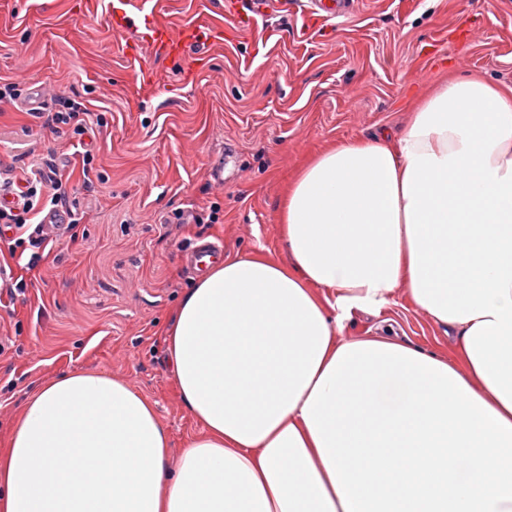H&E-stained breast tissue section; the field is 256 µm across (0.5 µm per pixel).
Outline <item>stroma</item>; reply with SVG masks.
<instances>
[{"instance_id": "35a3bbf8", "label": "stroma", "mask_w": 512, "mask_h": 512, "mask_svg": "<svg viewBox=\"0 0 512 512\" xmlns=\"http://www.w3.org/2000/svg\"><path fill=\"white\" fill-rule=\"evenodd\" d=\"M225 0H148L174 32L203 22L219 37L184 65L131 54L106 24L110 0H0V80L42 94L0 103V165L68 176L82 221L53 228L35 266L0 263L24 293L0 290V443L24 402L63 372L101 371L154 402L179 456L199 427L178 398L163 331L197 275L182 262L205 238L228 254L288 253L278 206L303 159L330 143L398 131L441 68L512 85V0H359L349 17L271 8L250 25ZM104 126L45 123L56 97ZM95 156L92 189L82 156ZM224 171L223 182L209 179ZM395 322L403 339L454 356L455 342L406 301L356 314L345 335Z\"/></svg>"}]
</instances>
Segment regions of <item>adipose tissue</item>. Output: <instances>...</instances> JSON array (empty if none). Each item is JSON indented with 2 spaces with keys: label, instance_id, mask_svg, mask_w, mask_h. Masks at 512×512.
Here are the masks:
<instances>
[{
  "label": "adipose tissue",
  "instance_id": "obj_1",
  "mask_svg": "<svg viewBox=\"0 0 512 512\" xmlns=\"http://www.w3.org/2000/svg\"><path fill=\"white\" fill-rule=\"evenodd\" d=\"M279 234L287 262L210 264L165 332L177 463L154 403L68 371L0 450V512H512V86L448 76L314 154ZM401 291L454 359L344 336Z\"/></svg>",
  "mask_w": 512,
  "mask_h": 512
}]
</instances>
